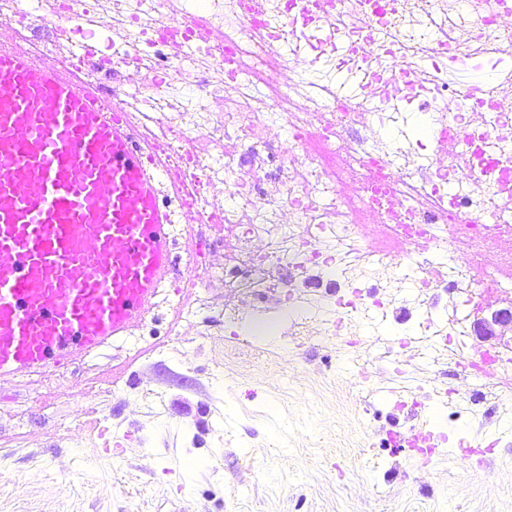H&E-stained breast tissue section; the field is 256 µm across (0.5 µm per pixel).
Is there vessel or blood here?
<instances>
[{
    "instance_id": "b4317fda",
    "label": "vessel or blood",
    "mask_w": 512,
    "mask_h": 512,
    "mask_svg": "<svg viewBox=\"0 0 512 512\" xmlns=\"http://www.w3.org/2000/svg\"><path fill=\"white\" fill-rule=\"evenodd\" d=\"M138 113L0 33V383L134 335L206 232ZM188 268L178 270L177 255Z\"/></svg>"
}]
</instances>
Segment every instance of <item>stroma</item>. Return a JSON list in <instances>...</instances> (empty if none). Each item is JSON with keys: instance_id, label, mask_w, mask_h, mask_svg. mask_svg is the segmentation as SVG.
Here are the masks:
<instances>
[{"instance_id": "35a3bbf8", "label": "stroma", "mask_w": 512, "mask_h": 512, "mask_svg": "<svg viewBox=\"0 0 512 512\" xmlns=\"http://www.w3.org/2000/svg\"><path fill=\"white\" fill-rule=\"evenodd\" d=\"M141 336L140 356L117 341L41 382L0 387V512H512V445L481 470L393 447L411 419L359 405L384 378L374 348L344 372L335 337L281 352L269 374L225 366L196 321L150 319ZM171 346L176 359L160 358ZM311 376L339 378L350 415L323 405ZM146 389L162 418L138 408ZM93 421L116 439L132 433L123 455L96 452Z\"/></svg>"}]
</instances>
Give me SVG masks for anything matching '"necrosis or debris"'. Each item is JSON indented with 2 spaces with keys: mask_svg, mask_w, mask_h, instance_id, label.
<instances>
[{
  "mask_svg": "<svg viewBox=\"0 0 512 512\" xmlns=\"http://www.w3.org/2000/svg\"><path fill=\"white\" fill-rule=\"evenodd\" d=\"M187 19L196 28L169 50L161 33ZM10 20L43 56L71 63L93 47L104 67L86 77L153 113L187 200L224 229V260L201 261L185 314L221 318L226 365L275 367L276 351L237 333L252 318L288 314L292 352L334 335L357 351L390 319L382 392L403 408L448 404L452 431L502 422L512 338L470 359L463 320L511 295L512 275L463 279L455 251L512 230V206L485 202L512 179V88L457 89L512 67V0H17ZM412 114L431 135L460 130L466 174L410 134ZM366 213L405 249L399 275L357 224ZM433 367L452 386L426 387Z\"/></svg>",
  "mask_w": 512,
  "mask_h": 512,
  "instance_id": "obj_1",
  "label": "necrosis or debris"
}]
</instances>
